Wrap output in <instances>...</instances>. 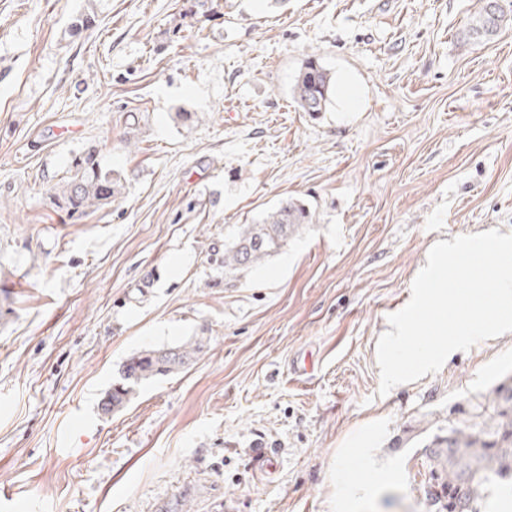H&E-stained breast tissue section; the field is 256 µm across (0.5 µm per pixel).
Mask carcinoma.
I'll list each match as a JSON object with an SVG mask.
<instances>
[{"label": "carcinoma", "mask_w": 512, "mask_h": 512, "mask_svg": "<svg viewBox=\"0 0 512 512\" xmlns=\"http://www.w3.org/2000/svg\"><path fill=\"white\" fill-rule=\"evenodd\" d=\"M502 5L490 11L483 6L472 19L463 42L489 41L509 21ZM332 76L314 57H309L296 79L293 96L305 112H321L330 100ZM125 185L88 152L74 156L71 177L53 195L55 205L71 218H79L114 202ZM311 223L306 205L292 199L281 202L255 224H241L232 242L224 245V273L244 272L262 264ZM206 338L191 336L171 347H145L124 360L118 378L100 402L104 415L124 408L137 389L160 377L180 373L204 351ZM421 445L430 465L433 488L428 500L436 512H454L459 484L467 489V512L512 481V372L500 376L487 389L448 409V417L436 422L422 419L413 437L405 442Z\"/></svg>", "instance_id": "carcinoma-1"}]
</instances>
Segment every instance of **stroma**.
Masks as SVG:
<instances>
[{
    "mask_svg": "<svg viewBox=\"0 0 512 512\" xmlns=\"http://www.w3.org/2000/svg\"><path fill=\"white\" fill-rule=\"evenodd\" d=\"M482 5L0 0V512H434L405 439L512 370V333L383 397L376 345L436 242L512 232V25L462 45ZM88 151L125 192L74 222L53 194ZM287 198L310 226L225 275ZM332 76L310 56L301 69L293 87V96L305 112H322L330 100ZM206 342L204 336H192L175 346H149L130 355L120 364L116 382L101 400V413L109 415L124 408L140 386L180 373L204 351Z\"/></svg>",
    "mask_w": 512,
    "mask_h": 512,
    "instance_id": "35a3bbf8",
    "label": "stroma"
}]
</instances>
